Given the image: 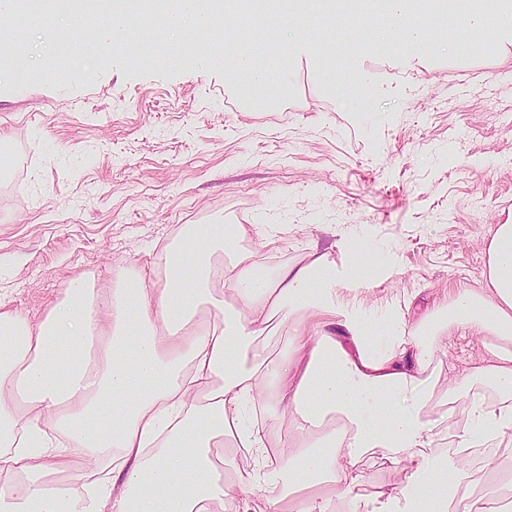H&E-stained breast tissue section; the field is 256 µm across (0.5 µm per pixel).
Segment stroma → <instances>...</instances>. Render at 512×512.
Segmentation results:
<instances>
[{"instance_id":"obj_1","label":"stroma","mask_w":512,"mask_h":512,"mask_svg":"<svg viewBox=\"0 0 512 512\" xmlns=\"http://www.w3.org/2000/svg\"><path fill=\"white\" fill-rule=\"evenodd\" d=\"M35 65L0 80V303L40 323L66 284L159 255L184 224L243 226L241 247L269 268L354 244L386 253L361 294L377 311L424 312L477 288L496 225L512 224V56L494 30H455L464 56L412 63L379 50L354 60L371 30L293 21L325 37L330 76L362 77L370 94L320 91L306 62L263 56L283 93L247 97L237 41L223 21L188 48L147 39V20L99 51L79 22ZM45 26V27H46ZM427 375L445 389L488 356L487 341L449 328ZM403 461L365 465L358 512L400 496Z\"/></svg>"}]
</instances>
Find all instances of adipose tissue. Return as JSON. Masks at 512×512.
<instances>
[{"label": "adipose tissue", "mask_w": 512, "mask_h": 512, "mask_svg": "<svg viewBox=\"0 0 512 512\" xmlns=\"http://www.w3.org/2000/svg\"><path fill=\"white\" fill-rule=\"evenodd\" d=\"M236 77L254 99L278 89L250 53ZM487 256L482 287L417 318L387 312L381 333L358 299L382 265L375 252L270 270L220 224L182 225L160 261L109 288L71 280L39 324L0 304V512H251L257 492L269 512H328L378 452L410 464L413 512H495L477 508L461 467L424 454L438 408L466 394L456 448L512 440V224ZM444 322L489 337L491 357L438 390L423 371ZM284 406L294 452L276 458L267 428ZM228 448L254 460L233 484Z\"/></svg>", "instance_id": "1"}]
</instances>
